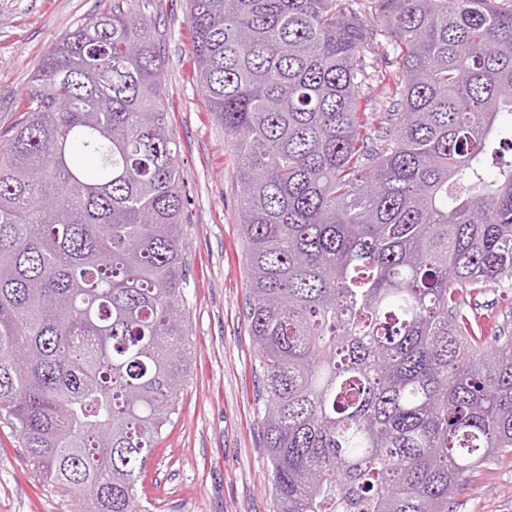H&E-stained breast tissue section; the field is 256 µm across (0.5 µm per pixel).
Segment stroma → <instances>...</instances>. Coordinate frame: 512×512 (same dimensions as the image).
Wrapping results in <instances>:
<instances>
[{
  "label": "stroma",
  "mask_w": 512,
  "mask_h": 512,
  "mask_svg": "<svg viewBox=\"0 0 512 512\" xmlns=\"http://www.w3.org/2000/svg\"><path fill=\"white\" fill-rule=\"evenodd\" d=\"M165 57L168 126L179 145L188 270L183 313L190 367L178 410L141 478L147 512H275L262 448L259 364L244 316L246 255L233 147L197 79L187 0H135ZM105 7L104 0H0V132L28 106L31 75L52 46ZM483 338L512 328V294L476 295ZM43 481L18 432L0 419V512H81ZM448 512H512V454L468 474Z\"/></svg>",
  "instance_id": "stroma-1"
}]
</instances>
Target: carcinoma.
<instances>
[{
	"instance_id": "carcinoma-1",
	"label": "carcinoma",
	"mask_w": 512,
	"mask_h": 512,
	"mask_svg": "<svg viewBox=\"0 0 512 512\" xmlns=\"http://www.w3.org/2000/svg\"><path fill=\"white\" fill-rule=\"evenodd\" d=\"M188 21L238 158L276 512H448L512 452V336L464 312L512 288V9L189 0ZM155 32L110 0L0 139V418L84 512H147L136 482L189 369Z\"/></svg>"
}]
</instances>
